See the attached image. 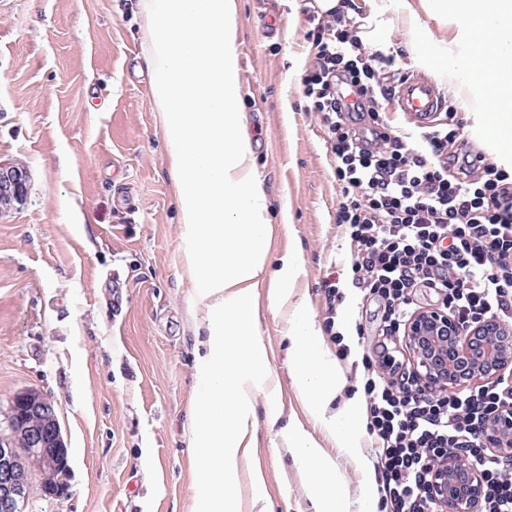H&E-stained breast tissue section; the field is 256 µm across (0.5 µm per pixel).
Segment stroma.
Here are the masks:
<instances>
[{"label":"stroma","mask_w":512,"mask_h":512,"mask_svg":"<svg viewBox=\"0 0 512 512\" xmlns=\"http://www.w3.org/2000/svg\"><path fill=\"white\" fill-rule=\"evenodd\" d=\"M242 108L255 176L269 196L267 271L294 251V285L323 348L363 395L364 364L378 358L382 307L352 272L338 222L341 188L320 113L301 81L313 60L307 0H237ZM358 17L385 6L397 68L418 70L413 43L451 39L444 18L409 16L395 0H348ZM285 20L278 36L267 15ZM138 0H0V163L30 172L24 205L0 214V430L13 397L50 399L69 451L64 492L49 496L30 472L25 512H191L196 491L188 431L201 391L196 338L203 313L185 275L186 238L168 177L169 152L142 62ZM471 77L459 69L440 90L451 98L468 147L490 154L492 128L463 102ZM84 221H73L74 212ZM342 298L329 302L324 283ZM347 311L358 359L340 356L325 326ZM292 304L260 303L267 372L277 388V423L255 394L256 444L241 462L240 512H255L250 476L261 470L272 512H313L282 426L299 421L332 456L359 512L366 476L377 474L371 437L350 457L307 413L290 377Z\"/></svg>","instance_id":"stroma-1"}]
</instances>
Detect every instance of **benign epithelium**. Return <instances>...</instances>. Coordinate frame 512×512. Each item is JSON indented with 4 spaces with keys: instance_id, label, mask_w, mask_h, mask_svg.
<instances>
[{
    "instance_id": "7a95c632",
    "label": "benign epithelium",
    "mask_w": 512,
    "mask_h": 512,
    "mask_svg": "<svg viewBox=\"0 0 512 512\" xmlns=\"http://www.w3.org/2000/svg\"><path fill=\"white\" fill-rule=\"evenodd\" d=\"M30 175L23 166L0 164V201L13 206L25 201ZM445 311L419 312L407 322L405 333L425 383L448 390L464 387L465 379L490 376L512 358V334L494 320L468 332L452 328ZM42 424V434L27 426L28 419ZM11 435L0 436V512H24L26 482L20 468L19 445L42 458L53 476L68 468V454L52 403L31 389L12 400L8 416ZM494 443L512 440V412L499 415L485 429ZM429 494L442 512H476L483 494L479 467L465 456L450 457L433 472Z\"/></svg>"
}]
</instances>
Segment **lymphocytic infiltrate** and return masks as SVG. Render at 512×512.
Wrapping results in <instances>:
<instances>
[{"mask_svg": "<svg viewBox=\"0 0 512 512\" xmlns=\"http://www.w3.org/2000/svg\"><path fill=\"white\" fill-rule=\"evenodd\" d=\"M356 29L341 13L315 22L302 93L326 128L358 283L382 300L390 336L412 318L420 285L437 293L458 329L488 318L512 325V172L457 149L455 107L419 138L393 131L378 101L390 99L402 74L391 57L367 53ZM364 390L380 512H435L433 471L459 454L484 474L482 512H512V458L481 437L492 414L512 408L505 377L435 390L385 349Z\"/></svg>", "mask_w": 512, "mask_h": 512, "instance_id": "lymphocytic-infiltrate-1", "label": "lymphocytic infiltrate"}]
</instances>
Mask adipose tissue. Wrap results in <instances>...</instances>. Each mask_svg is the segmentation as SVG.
<instances>
[{
    "instance_id": "ef3b65f1",
    "label": "adipose tissue",
    "mask_w": 512,
    "mask_h": 512,
    "mask_svg": "<svg viewBox=\"0 0 512 512\" xmlns=\"http://www.w3.org/2000/svg\"><path fill=\"white\" fill-rule=\"evenodd\" d=\"M463 17L448 41L415 50L440 81L463 64L476 81L470 106L494 129L512 130V0H455ZM147 20L143 56L152 75V105L171 158L170 174L187 237L185 267L204 310L203 389L192 408L189 446L201 479L192 512H240L234 492L245 440L255 424L253 396L276 390L257 332L256 288L268 252V194L240 108L236 0H139ZM289 333L291 377L310 416L350 455L360 453L358 397L340 400L346 384L322 348L306 303H297ZM288 447L304 471L314 512H347L335 461L299 424Z\"/></svg>"
}]
</instances>
